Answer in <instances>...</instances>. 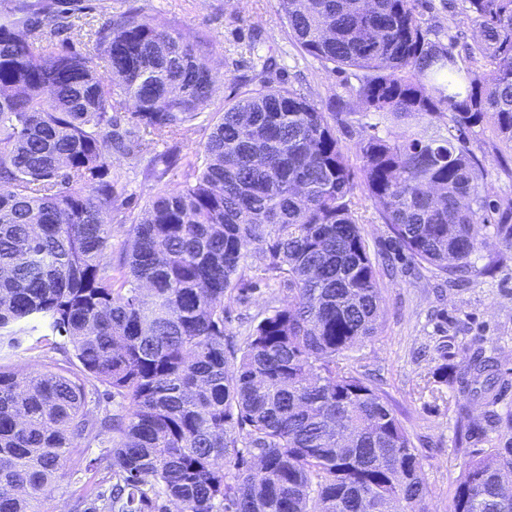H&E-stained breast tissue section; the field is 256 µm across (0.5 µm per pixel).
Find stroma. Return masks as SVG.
Segmentation results:
<instances>
[{
    "instance_id": "obj_1",
    "label": "stroma",
    "mask_w": 512,
    "mask_h": 512,
    "mask_svg": "<svg viewBox=\"0 0 512 512\" xmlns=\"http://www.w3.org/2000/svg\"><path fill=\"white\" fill-rule=\"evenodd\" d=\"M146 15L164 14L187 37L207 35L213 45L217 69L216 91L210 106L193 122L186 135L157 142L156 153L177 151L180 162L158 179L144 175L143 166L131 164L120 154L111 157L112 168L122 175L115 188V206L127 221L112 227V249L120 251L135 219L152 196L180 190L192 177L186 165L210 136L224 109L225 98L234 96L252 76L255 53L274 55L275 83L297 90L318 103L345 95L357 84L354 70L330 72L328 67L294 46L275 9V0H59L74 32V43L83 55L94 57L93 31L112 13L131 3ZM418 11L440 40H452L461 67H469L467 46L474 30L462 0H418ZM467 144L489 170L491 196H512V145L502 142L492 127L477 128ZM361 229L377 269L382 295V318L376 336L346 352L343 363L368 378L393 409L418 448L426 473L428 512H449L456 482L473 451L502 447L512 440V427L488 426L481 440L466 439L460 413L484 418L487 411L512 414V246L503 242L501 225L484 224L481 237L488 245L471 258L463 280L449 283L433 267L402 258L395 271H387L384 259L391 252L393 234L378 218L370 201L359 205ZM288 299L274 282L261 281L245 291H233L226 300V331L244 338L259 320ZM33 336L25 335L14 349L0 350V365L20 373L51 369L62 364V352L33 348ZM498 357L505 387L497 391L494 408L464 403L454 385L438 381L439 368L462 367L475 350ZM100 442L79 447L51 488V505L62 506L77 496L82 486L72 474L81 459L96 457Z\"/></svg>"
}]
</instances>
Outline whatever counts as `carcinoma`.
Instances as JSON below:
<instances>
[{"label": "carcinoma", "mask_w": 512, "mask_h": 512, "mask_svg": "<svg viewBox=\"0 0 512 512\" xmlns=\"http://www.w3.org/2000/svg\"><path fill=\"white\" fill-rule=\"evenodd\" d=\"M417 2L276 0L289 38L361 71L353 95L403 135H368L353 164L336 138L357 115L349 102L274 85L259 54L188 161L194 180L151 199L115 260L112 223L126 217L109 147L139 162L190 130L215 93L210 41L130 8L94 32L100 71L62 36L54 0H18L0 21V347L42 326L65 354L54 370L0 366V512H56L45 491L103 435L111 446L77 470L101 477L67 512H425L418 450L342 362L382 308L354 199L450 279L484 244L479 225L512 223V197L489 196L464 139L490 124L512 143V0H464L480 79L429 38ZM129 101L138 135L119 131ZM173 162L152 154L145 172ZM247 245L288 301L238 345L224 299L245 280ZM497 372L478 350L453 382L493 405ZM461 428L485 433L468 414ZM505 484L512 446L476 452L451 512H512Z\"/></svg>", "instance_id": "1"}]
</instances>
